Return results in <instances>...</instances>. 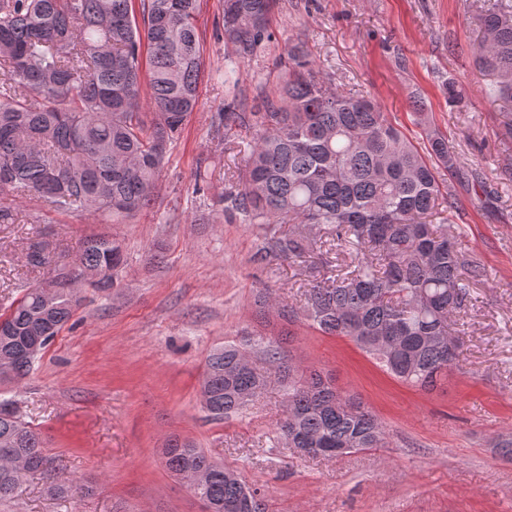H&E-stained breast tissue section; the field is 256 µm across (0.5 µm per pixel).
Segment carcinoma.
I'll return each mask as SVG.
<instances>
[{"label":"carcinoma","instance_id":"cac0c4a2","mask_svg":"<svg viewBox=\"0 0 512 512\" xmlns=\"http://www.w3.org/2000/svg\"><path fill=\"white\" fill-rule=\"evenodd\" d=\"M275 0H224V44L239 63L264 56L274 38ZM200 0H0V191L38 198L60 213H107L124 218L154 198L169 146L200 97L204 66L198 34ZM479 64L494 78L496 96L512 105V5L500 3L479 18ZM150 86L143 111L142 79ZM260 110L219 113L224 140L242 130L248 144L242 190L224 195V213L244 224H298L324 230L345 272L315 285L301 311L278 308L291 320L303 313L322 333L347 337L403 383L434 390L458 365L448 350L452 317L470 299V283L484 268L464 258L445 225L458 206L447 184L461 174L448 137L413 101L427 145L419 150L370 96L329 86L300 43L288 70L259 86ZM305 237L274 235L266 252L302 257ZM119 242L87 240L86 268L117 269ZM80 299L62 288H28L0 314V359L19 382L38 355L36 336L52 338L72 319ZM397 337L392 353L380 348ZM250 342L226 344L207 357L201 391L214 402L215 420L240 414L247 389L265 376L241 360ZM279 373L288 409L277 433L290 448L313 439L323 455L379 447L385 429L363 403L346 396L317 370L300 377L279 341L259 343ZM46 462L39 432L0 412V503L16 501L26 479L5 462ZM165 468L185 465L208 473L200 500L212 512L224 502L244 512H268L265 493L224 471L187 440L167 450ZM91 488L70 478L48 483L51 497H82Z\"/></svg>","mask_w":512,"mask_h":512}]
</instances>
